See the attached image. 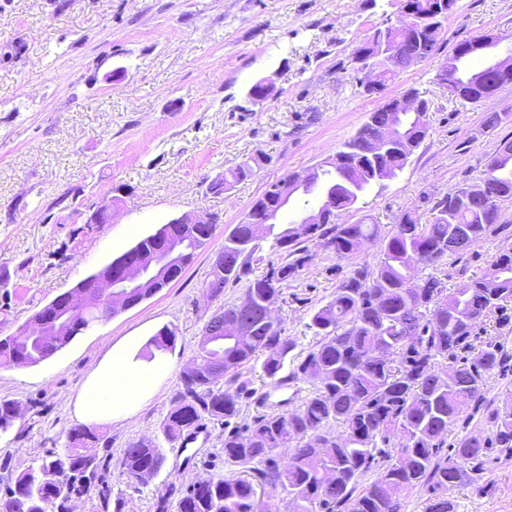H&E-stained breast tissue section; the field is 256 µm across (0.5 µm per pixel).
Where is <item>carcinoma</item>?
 Returning <instances> with one entry per match:
<instances>
[{
  "label": "carcinoma",
  "instance_id": "1",
  "mask_svg": "<svg viewBox=\"0 0 512 512\" xmlns=\"http://www.w3.org/2000/svg\"><path fill=\"white\" fill-rule=\"evenodd\" d=\"M438 0H400L396 19L371 27L353 54L362 53L384 86L416 63L411 48L397 43L405 28L424 39L426 56L439 47L452 11L436 7ZM500 41L486 44L473 37L460 42L468 50L452 52L434 82L449 79L462 104L492 98L512 84V72L493 59ZM508 112L488 111L482 130L509 121ZM390 127L391 154L379 162L368 154L369 138ZM429 133L425 112H392L381 105L368 114L356 134L332 157L314 167L316 177L304 194L336 195V208L355 204L373 186L393 179ZM251 157L213 184L215 192L244 181L260 167ZM483 182L486 194H473L458 184L431 208L427 224L411 211L402 213L387 232L378 224H338L330 210L307 233L306 224L278 223L286 207L279 193L266 189L242 221L224 236V265L212 266L206 287L218 296L230 283L249 275L248 264L259 243L252 241L249 218L257 210L270 212L260 239L281 255V263L247 281L252 307L223 308L226 329L203 336L193 360L196 369L183 375L182 387L167 412L162 433L175 443L206 421L224 424V465L221 475L203 486L175 490V512H263V497L275 494L284 512H402L406 496L424 488L423 512H456L448 489L463 484L469 472L483 469L488 450L497 447L512 457V405L493 414L492 440L466 436L446 446L448 432L463 417L469 403L482 396L487 373L502 366L504 349L488 342L471 359L479 321L512 299V249L501 251L487 271L449 291L434 276L417 272L462 257L472 246L498 234L503 225L501 205L512 199V139L500 141L490 157ZM317 238L339 258L375 248L374 262L356 263L336 285L332 298L315 309L307 326L316 342L307 353L291 356L296 343L266 318L268 305L281 300L288 281L306 260L303 243ZM209 241L194 227L160 243L145 236L138 245L149 255L162 248L175 252L184 268ZM68 298L59 295L45 305L18 334L0 336V367L40 364L67 346L92 324L102 321L99 301L84 290L81 312L67 318ZM175 332L159 331L141 357L173 349ZM260 366L262 376L276 387L309 377L323 380L299 408L264 412L241 426L235 424L250 380L243 369ZM223 372L231 392L217 387L215 371ZM19 401H0V433L9 432L22 417ZM397 439L394 444L391 439ZM68 447L51 459L21 471L0 495V512H72L76 497L98 491L102 512H109L106 466L96 452L97 435L86 427L68 432ZM287 456L280 465L281 456ZM165 457L153 440H138L123 450L120 474L129 484H146L157 475ZM374 471L369 484L363 477Z\"/></svg>",
  "mask_w": 512,
  "mask_h": 512
}]
</instances>
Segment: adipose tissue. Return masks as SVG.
Wrapping results in <instances>:
<instances>
[{
	"label": "adipose tissue",
	"mask_w": 512,
	"mask_h": 512,
	"mask_svg": "<svg viewBox=\"0 0 512 512\" xmlns=\"http://www.w3.org/2000/svg\"><path fill=\"white\" fill-rule=\"evenodd\" d=\"M145 337L130 336L111 351L86 378L73 403V418L82 425L126 419L153 397L173 367L163 356L140 359Z\"/></svg>",
	"instance_id": "adipose-tissue-1"
}]
</instances>
